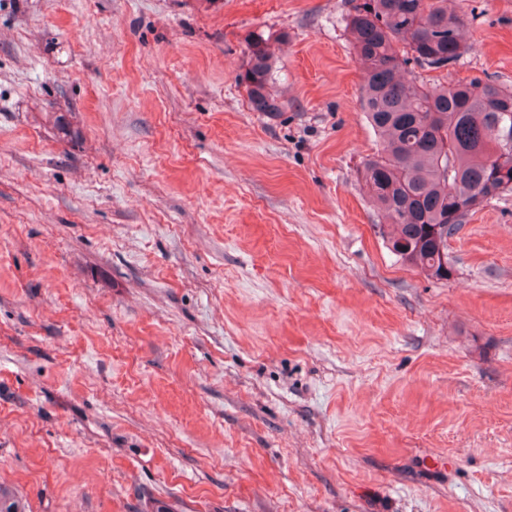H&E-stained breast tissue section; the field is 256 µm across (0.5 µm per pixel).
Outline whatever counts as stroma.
Masks as SVG:
<instances>
[{
	"mask_svg": "<svg viewBox=\"0 0 512 512\" xmlns=\"http://www.w3.org/2000/svg\"><path fill=\"white\" fill-rule=\"evenodd\" d=\"M349 8L0 0V482L31 512H512V191L450 279L387 249ZM448 9L440 80L511 89L512 0ZM279 31L271 116L239 76Z\"/></svg>",
	"mask_w": 512,
	"mask_h": 512,
	"instance_id": "obj_1",
	"label": "stroma"
}]
</instances>
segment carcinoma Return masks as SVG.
Listing matches in <instances>:
<instances>
[{"instance_id":"obj_1","label":"carcinoma","mask_w":512,"mask_h":512,"mask_svg":"<svg viewBox=\"0 0 512 512\" xmlns=\"http://www.w3.org/2000/svg\"><path fill=\"white\" fill-rule=\"evenodd\" d=\"M445 0H352L346 32L362 73L361 107L380 139L359 178L387 224L382 237L404 263L449 279L448 241L436 224H463L480 206L512 191V142L494 135L512 127V89L480 80L448 84L412 67L442 71L467 51L463 17ZM288 33L248 40L241 81L256 112L284 104L274 90L275 45ZM0 512H28L26 501L0 483Z\"/></svg>"}]
</instances>
